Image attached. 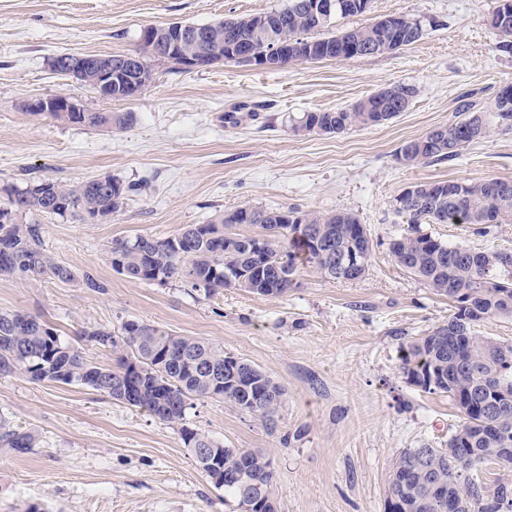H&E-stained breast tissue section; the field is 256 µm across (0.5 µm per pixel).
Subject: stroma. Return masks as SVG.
<instances>
[{
	"mask_svg": "<svg viewBox=\"0 0 512 512\" xmlns=\"http://www.w3.org/2000/svg\"><path fill=\"white\" fill-rule=\"evenodd\" d=\"M285 4L0 0V204L2 187L38 178L73 184L112 176L132 188L102 223L32 216L54 259L91 273L103 290L0 275V310L38 317L106 367L118 352L81 339L83 327L117 332L138 321L204 338L285 391L271 428L221 399L194 402L179 426L81 385L0 375V416L38 438L25 454L0 447V512H230L223 490L196 467L184 426L228 448L269 454L278 512H387L396 456L423 443L447 446L460 413L447 395L406 381L399 348L445 324L453 304L400 268L389 242L418 232L512 251V223L415 226L395 199L417 183L512 180V132L490 133L438 163L408 167L397 154L454 121L460 96L489 112L512 83V53L498 51L487 23L497 0H371L340 28L402 14L438 22L414 44L378 56L278 70L220 62L200 71L151 57L153 79L131 101L102 97L50 66L63 53L135 52L147 25L207 23ZM395 83L417 89L395 119L340 134L290 129L304 113L348 108ZM54 94L134 119L107 130L30 113L31 100ZM233 110L236 125L224 120ZM242 206L355 214L373 241L365 276L330 280L304 265L283 296L227 288L208 297L181 281L128 279L107 259L113 240L169 237Z\"/></svg>",
	"mask_w": 512,
	"mask_h": 512,
	"instance_id": "1",
	"label": "stroma"
}]
</instances>
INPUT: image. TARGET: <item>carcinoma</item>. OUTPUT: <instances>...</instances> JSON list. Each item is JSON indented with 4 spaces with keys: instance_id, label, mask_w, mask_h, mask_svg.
Instances as JSON below:
<instances>
[{
    "instance_id": "1",
    "label": "carcinoma",
    "mask_w": 512,
    "mask_h": 512,
    "mask_svg": "<svg viewBox=\"0 0 512 512\" xmlns=\"http://www.w3.org/2000/svg\"><path fill=\"white\" fill-rule=\"evenodd\" d=\"M311 0H288V31L268 32L258 21L273 15L260 13L234 19L195 24L206 37L184 46L187 53L201 56L220 53L232 61L228 39L245 42L258 56L270 45L288 39L294 48L314 43L315 54H288L286 65L324 59H351L382 55L400 48L392 32L372 24L329 32L331 20L308 11ZM370 0H336L335 18L364 13ZM401 24L421 26L422 32L404 42H417L432 18L406 15ZM489 25L501 38L499 50L512 53V0H498L489 15ZM393 96L368 98L347 109L308 112L292 125L293 131L319 124L323 133H341L351 127L375 126L406 111L417 90L409 84L390 86ZM458 120L443 129L445 149L415 150L398 154L406 166H418L456 158L461 150L484 138L494 128L512 132V114L479 112L464 96L457 107ZM49 116L68 124L122 129L133 113L51 112ZM509 189V196L500 194ZM405 199L410 224H481L491 217L502 223L512 219V181H436L411 186ZM132 188L112 179V189L96 181L64 185L52 179L6 186L8 203L0 205V274L45 277L64 284L96 290L102 284L91 274L75 276L46 251L39 225L26 220L34 212L59 217L85 218L88 214H114L125 204ZM233 224H258L265 235L226 233ZM261 240L265 249L254 250ZM372 243L364 225L347 211L321 214L295 208L261 210L240 207L216 215L207 224H192L167 238L138 235L112 242L108 260L112 269L129 279L165 285L182 278L191 287L213 296L226 288L279 297L288 292L299 266L309 264L320 275L333 280L336 257L359 253L368 260ZM395 262L424 285L455 304L448 322L407 343L400 349V369L406 378L415 377L429 393H443L460 413V424L448 438V447L422 445L407 448L393 461L392 469L407 470L404 482H389L388 512H498L495 509L512 488L489 487L463 477L485 463L512 469V345L478 336L476 323L512 317V253L476 251L463 245H447L428 234L402 235L390 243ZM89 342L124 351L118 366L103 367L87 360L78 347L63 340L40 319L21 312L0 311V374L16 372L34 381L73 382L103 392L112 399L150 413L167 424L184 420L191 400L222 399L258 416L268 425L282 404L284 389L265 371L241 361V378L224 372L233 355L203 338L180 336L160 326L129 321L124 334L114 336L105 329L85 330ZM141 365V374L130 379V360ZM479 400L462 401L466 394ZM494 428L489 433L488 428ZM186 447L208 450L203 458L193 454L201 471L213 465L227 473L246 469L242 478L232 477L216 485L224 489V500L244 512L254 499L274 500V468L271 457L261 451L226 448L186 426L181 427ZM37 444L36 434L16 428L0 418V446L27 453Z\"/></svg>"
}]
</instances>
